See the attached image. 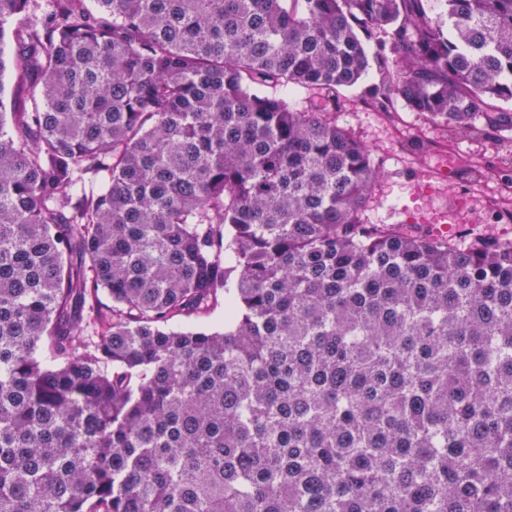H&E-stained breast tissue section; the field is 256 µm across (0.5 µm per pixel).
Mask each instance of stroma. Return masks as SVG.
Returning a JSON list of instances; mask_svg holds the SVG:
<instances>
[{
    "label": "stroma",
    "instance_id": "obj_1",
    "mask_svg": "<svg viewBox=\"0 0 512 512\" xmlns=\"http://www.w3.org/2000/svg\"><path fill=\"white\" fill-rule=\"evenodd\" d=\"M374 73H367L361 85L342 91L341 106L333 117L338 126L349 130L371 152L379 164L380 176L372 199L363 213L368 224H396L418 231L408 216L419 202L417 186L431 165L428 154H417L410 146L416 139L429 143L432 151L449 146L477 161L482 172L477 177L458 173L448 182V192L462 195L477 190L481 198L492 196L498 181L512 178V130L488 134H458L411 111L401 98H394L392 109L382 112L363 98L366 84ZM446 236L452 243L466 246L493 237L512 240V222L497 221L493 212L478 211L473 223L450 227Z\"/></svg>",
    "mask_w": 512,
    "mask_h": 512
}]
</instances>
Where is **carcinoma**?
I'll return each mask as SVG.
<instances>
[{
	"label": "carcinoma",
	"instance_id": "cac0c4a2",
	"mask_svg": "<svg viewBox=\"0 0 512 512\" xmlns=\"http://www.w3.org/2000/svg\"><path fill=\"white\" fill-rule=\"evenodd\" d=\"M443 2L0 0V512H512V241L364 223L330 119L512 130V0Z\"/></svg>",
	"mask_w": 512,
	"mask_h": 512
}]
</instances>
